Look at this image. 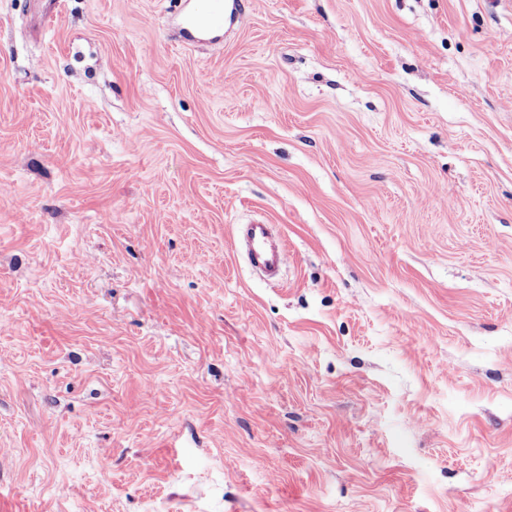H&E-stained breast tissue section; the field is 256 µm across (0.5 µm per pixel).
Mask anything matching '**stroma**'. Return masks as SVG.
<instances>
[{
    "mask_svg": "<svg viewBox=\"0 0 512 512\" xmlns=\"http://www.w3.org/2000/svg\"><path fill=\"white\" fill-rule=\"evenodd\" d=\"M248 3L0 0V512H512V0ZM230 2V3H229ZM204 13L191 18V24L199 29H224V18L229 17L241 21L246 14L248 2L245 0H206ZM238 242L253 270L267 279L279 277L286 248L271 224H250Z\"/></svg>",
    "mask_w": 512,
    "mask_h": 512,
    "instance_id": "stroma-1",
    "label": "stroma"
}]
</instances>
